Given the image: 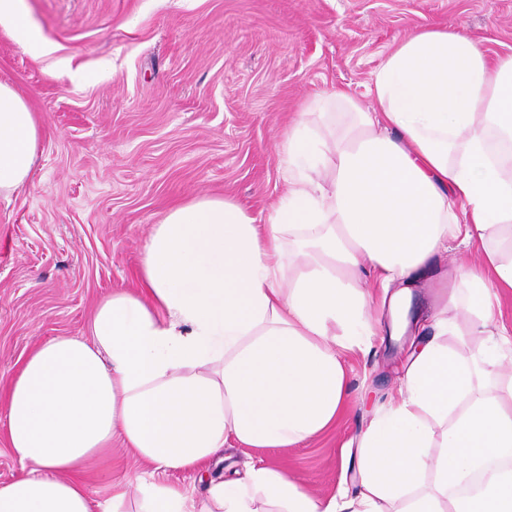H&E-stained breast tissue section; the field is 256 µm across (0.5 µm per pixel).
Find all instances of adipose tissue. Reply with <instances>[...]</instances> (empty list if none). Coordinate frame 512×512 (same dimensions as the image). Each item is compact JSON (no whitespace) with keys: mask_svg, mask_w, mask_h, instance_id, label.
Instances as JSON below:
<instances>
[{"mask_svg":"<svg viewBox=\"0 0 512 512\" xmlns=\"http://www.w3.org/2000/svg\"><path fill=\"white\" fill-rule=\"evenodd\" d=\"M373 106L343 91L309 101L279 154L286 195L256 223L201 197L154 225L136 292L103 299L86 337L43 341L16 371L8 442L27 475L0 512H512V56L488 58L462 28L425 27L377 69ZM34 112L0 82V196L33 174ZM480 243L440 285L436 336L358 441L355 488L316 498L246 463L204 499L160 482L228 442L285 448L335 425L348 384L339 349L375 333L363 289L389 290L390 336L409 332L420 270L452 241ZM467 342L452 350L443 336ZM120 438L153 470L95 507L67 480Z\"/></svg>","mask_w":512,"mask_h":512,"instance_id":"adipose-tissue-1","label":"adipose tissue"}]
</instances>
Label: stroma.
<instances>
[{"label": "stroma", "instance_id": "obj_1", "mask_svg": "<svg viewBox=\"0 0 512 512\" xmlns=\"http://www.w3.org/2000/svg\"><path fill=\"white\" fill-rule=\"evenodd\" d=\"M45 50L0 27V81L41 127L31 183L0 197V483L27 471L5 428L8 381L41 341L84 336L96 305L138 290L143 247L175 206L230 198L264 223L287 188L275 145L315 96L369 107L386 55L424 26L466 28L489 57L512 55V0H25ZM477 245L418 273L411 315L433 333L438 278ZM410 337L344 355L348 407L288 448L225 445L161 480L204 496L209 479L263 460L313 495L352 479L357 441L404 377ZM144 471L121 440L71 472L92 501Z\"/></svg>", "mask_w": 512, "mask_h": 512}]
</instances>
